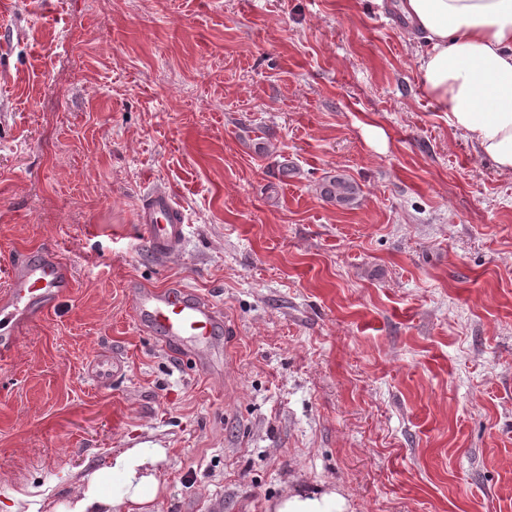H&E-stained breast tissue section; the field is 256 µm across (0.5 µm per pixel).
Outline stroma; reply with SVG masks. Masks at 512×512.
I'll return each mask as SVG.
<instances>
[{
	"label": "stroma",
	"mask_w": 512,
	"mask_h": 512,
	"mask_svg": "<svg viewBox=\"0 0 512 512\" xmlns=\"http://www.w3.org/2000/svg\"><path fill=\"white\" fill-rule=\"evenodd\" d=\"M406 26L376 0H0V292L46 250L73 279L0 353V512L141 443L166 450L142 512H512V176L426 97ZM154 185L187 218L163 259ZM168 285L224 315L208 369L135 321L132 288ZM321 193L336 203L351 204L359 194V187L349 179L336 176L322 184ZM137 222L152 250L160 257L176 248L185 235L186 216L165 188L150 189L143 196ZM346 500L336 490L295 494L281 501L276 512H346Z\"/></svg>",
	"instance_id": "obj_1"
}]
</instances>
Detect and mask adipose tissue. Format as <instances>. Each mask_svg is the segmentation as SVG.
<instances>
[{"label": "adipose tissue", "mask_w": 512, "mask_h": 512, "mask_svg": "<svg viewBox=\"0 0 512 512\" xmlns=\"http://www.w3.org/2000/svg\"><path fill=\"white\" fill-rule=\"evenodd\" d=\"M397 8L424 42L415 69L425 95L479 159L511 175L512 0H397ZM164 457L158 446L127 449L55 512H112L122 503L135 512L158 489L143 467ZM108 476L119 482L120 495L102 492Z\"/></svg>", "instance_id": "adipose-tissue-1"}]
</instances>
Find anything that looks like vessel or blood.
<instances>
[{
	"label": "vessel or blood",
	"instance_id": "obj_1",
	"mask_svg": "<svg viewBox=\"0 0 512 512\" xmlns=\"http://www.w3.org/2000/svg\"><path fill=\"white\" fill-rule=\"evenodd\" d=\"M143 236L158 256H165L184 238L186 216L172 193L150 189L137 210ZM72 286L69 265L42 252L11 268L9 284L0 293V352L19 343V328L47 312ZM138 325L166 347L184 346L199 367L209 364V349L224 327V317L198 292L182 286L139 287L132 291Z\"/></svg>",
	"mask_w": 512,
	"mask_h": 512
}]
</instances>
